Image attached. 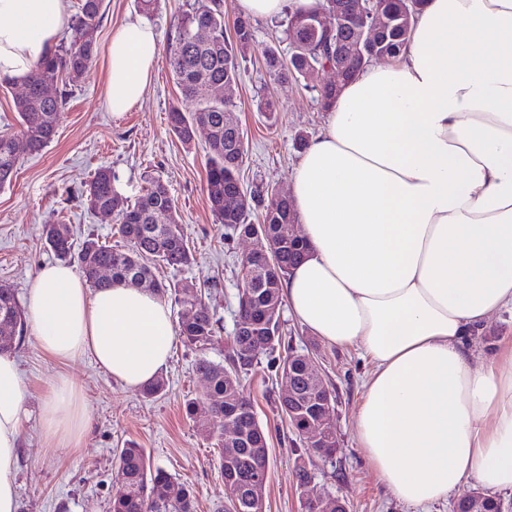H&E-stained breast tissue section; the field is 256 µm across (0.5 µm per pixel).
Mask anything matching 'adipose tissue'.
<instances>
[{
	"label": "adipose tissue",
	"mask_w": 512,
	"mask_h": 512,
	"mask_svg": "<svg viewBox=\"0 0 512 512\" xmlns=\"http://www.w3.org/2000/svg\"><path fill=\"white\" fill-rule=\"evenodd\" d=\"M322 0H235L272 19ZM63 0H0V76L25 79L67 29ZM160 43L135 19L113 30L105 97L140 105ZM291 199L306 255L282 292L295 318L332 347L356 345L374 369L355 419L369 465L419 506L512 492V366L484 361L472 338L512 310V0H425L409 45L345 84L302 155ZM27 323L65 363L89 354L140 390L170 358L174 324L155 291L88 288L72 267L42 266ZM25 393L0 354V512H17ZM52 442L81 447V390L59 375L42 408Z\"/></svg>",
	"instance_id": "adipose-tissue-1"
}]
</instances>
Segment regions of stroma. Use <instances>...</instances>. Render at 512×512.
Masks as SVG:
<instances>
[{
  "instance_id": "35a3bbf8",
  "label": "stroma",
  "mask_w": 512,
  "mask_h": 512,
  "mask_svg": "<svg viewBox=\"0 0 512 512\" xmlns=\"http://www.w3.org/2000/svg\"><path fill=\"white\" fill-rule=\"evenodd\" d=\"M196 3L157 0L154 11L145 16L137 0H104V19L96 33L98 55L87 75L71 87L54 141L41 154L24 158L15 182L0 190V286L12 288L19 302H26L37 270L55 262L43 237L44 225L68 224L78 243L91 235L113 241L114 217L90 213L81 199L97 167H111L115 190L130 203L149 180H162L175 201L194 261L179 270L161 271L160 276L192 286L220 318L219 342L209 357L221 362L234 328L239 262L251 242L227 238L209 209L205 131H197L194 144L187 147L169 130L170 109L188 113L194 104L182 97L162 57L142 104L115 116L105 100V53L113 29L143 17L165 45L174 35V15ZM252 26L256 45L241 64L234 101L247 148L241 182L244 190L264 192L250 214L255 223L275 205L278 192L290 191L302 156L295 138L301 133L316 136L323 128L326 113L316 89L335 82L336 75L320 71L308 80H272L263 65L262 49L275 40L278 30L267 20L253 21ZM264 94L284 107L277 121H269L256 108ZM282 322L293 349L312 357L335 389L337 448L332 462H317V476L308 491L297 489L296 436L277 409L281 385L269 379L266 369L256 367L243 379L242 389L268 434L271 467L265 512H304L308 494L343 498L350 512H420L386 490L356 442L354 419L362 384L372 369L369 359L355 346L326 345L290 313H283ZM473 346L485 358L507 360L512 355V312L493 317L475 335ZM13 353L25 390L15 476L18 512H108L115 455L130 441L145 448L155 464L193 487L196 512H222L231 492L219 470L218 451L206 440L198 421L184 411L187 399H199L205 393L206 381L195 369L199 353L194 347L174 339L162 373L167 388L155 397L125 389L90 356L58 362L39 348L28 331L16 341ZM62 373L80 385L90 418L79 448L52 443L42 430V405L50 395L52 380Z\"/></svg>"
}]
</instances>
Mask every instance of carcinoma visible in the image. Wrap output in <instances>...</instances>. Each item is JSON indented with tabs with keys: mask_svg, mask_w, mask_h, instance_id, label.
I'll return each mask as SVG.
<instances>
[{
	"mask_svg": "<svg viewBox=\"0 0 512 512\" xmlns=\"http://www.w3.org/2000/svg\"><path fill=\"white\" fill-rule=\"evenodd\" d=\"M423 0H376L377 10L386 22L387 42L383 49L396 57L407 46L415 19ZM103 0H80L70 25L69 41L42 54L24 80L25 94L14 99L19 130L0 131V189L13 184L21 160L41 153L55 138L61 120L66 93L53 98L43 93L48 83L72 86L92 67L97 56L95 33L103 20ZM293 16L280 22L284 40L291 55H282L277 48L263 50L266 69L275 79L303 77L313 67L336 60V36L310 33L301 38L290 24ZM207 29L212 37L207 42L195 38L196 32ZM224 0L179 13L175 18V35L166 48V58L172 78L182 96L193 101L195 110L185 114L173 107L168 112L169 129L178 140L190 146L194 142L196 125L208 123L213 135L207 147V195L209 207L218 223L240 237H259L274 247L269 261L253 267L252 261H240L243 277L249 284L238 289V302L231 352L227 364L206 357L217 339L219 320L196 295L178 283L159 282L153 278L151 266L164 265L179 269L191 265L193 254L175 211L168 186L157 179L132 204L116 195L112 170L97 168L85 185L82 197L93 212L116 213V234L122 245H106L89 237L76 248L57 225L44 228L48 247L55 255L77 265L86 283L93 289L110 288L116 283L142 286L154 284L163 296L173 295L179 306L178 332L184 342L201 352L196 371L209 382L206 396L212 405V417L200 424L205 436L224 448V417L233 416L245 436L238 457L224 460L219 455L220 471L228 481L249 491L255 473L270 468L267 436L257 420L250 400L242 392V379L261 359L274 376L293 372L300 390H308L305 357L294 351L282 354L286 331L280 319H261L262 309L273 304L282 306V281L302 258L306 243L300 239L288 244V225L296 222L291 198L280 199L276 209L262 216V222L249 221L252 205L237 203L240 172L246 162L247 150L239 122L227 120L237 112L233 101L215 94L226 81H237L240 61L254 47L256 37L251 23L237 18L233 35L228 37ZM102 267L112 268V277L98 276ZM6 326L19 334L26 330V315L10 288H0V327ZM115 473L122 485L113 490L110 512H195L192 488L154 465L145 449L129 443L120 449Z\"/></svg>",
	"mask_w": 512,
	"mask_h": 512,
	"instance_id": "obj_1",
	"label": "carcinoma"
}]
</instances>
